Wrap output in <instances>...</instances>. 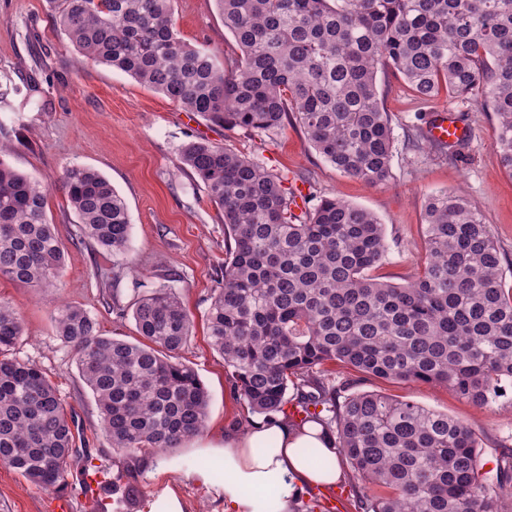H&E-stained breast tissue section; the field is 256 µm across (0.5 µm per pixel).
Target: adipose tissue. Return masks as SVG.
<instances>
[{"label":"adipose tissue","mask_w":512,"mask_h":512,"mask_svg":"<svg viewBox=\"0 0 512 512\" xmlns=\"http://www.w3.org/2000/svg\"><path fill=\"white\" fill-rule=\"evenodd\" d=\"M211 453L218 471L195 469L196 478L216 487L224 512H292L308 488L336 482L337 468L322 459H335L333 438L310 421L297 427L288 422H256L244 430H229Z\"/></svg>","instance_id":"obj_1"}]
</instances>
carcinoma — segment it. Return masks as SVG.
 <instances>
[{
    "mask_svg": "<svg viewBox=\"0 0 512 512\" xmlns=\"http://www.w3.org/2000/svg\"><path fill=\"white\" fill-rule=\"evenodd\" d=\"M49 2L84 58L226 130L272 133L295 122L337 171L372 186L390 178L394 149L380 68L425 103L480 88L496 118L493 149L512 175V0H215L240 51L230 76L215 52L177 36L171 0ZM179 162L221 211L224 272L208 338L251 412L319 422L352 472L382 489L357 498L358 512H512L499 506L512 504V448L490 484L466 424L323 382L325 366L342 363L446 386L480 408L512 407V288L482 212L461 193L431 196L422 271L400 286L370 275L387 254L371 212L323 197L297 215L280 177L230 146L189 141ZM60 187L89 238L114 253L126 248L127 207L107 178L73 164ZM47 196L0 161V278L38 292L56 286L65 262ZM133 318L138 343L102 335L78 306L53 314L112 448L131 457L200 435L209 403L180 357L194 320L177 293L153 291ZM24 334L0 300V464L51 490L66 482L77 449L55 385L11 355ZM134 481L130 472L112 483L118 501Z\"/></svg>",
    "mask_w": 512,
    "mask_h": 512,
    "instance_id": "carcinoma-1",
    "label": "carcinoma"
}]
</instances>
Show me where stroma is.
Returning a JSON list of instances; mask_svg holds the SVG:
<instances>
[{"label":"stroma","instance_id":"1","mask_svg":"<svg viewBox=\"0 0 512 512\" xmlns=\"http://www.w3.org/2000/svg\"><path fill=\"white\" fill-rule=\"evenodd\" d=\"M172 9L182 41L235 58L234 39L214 0H173ZM378 82L395 147L389 181L373 187L338 172L298 126L273 135L214 126L118 69L81 63L53 24L46 0H0V144L7 148L0 159L49 187L47 214L65 254L58 289L38 294L0 278V300L19 313L25 326L14 356L41 368L68 410L79 450L63 489L71 496L73 512H85L82 475L94 459L105 463L112 477L124 467L134 471L138 493L123 504V512H152L154 502L170 492L180 499L183 512H224L213 490L190 473L208 463L203 448L220 444L225 430L249 412L207 336L205 312L225 257L224 226L203 186L179 167L184 143L203 138L255 158L283 177L299 208L335 196L373 212L388 246L375 275L395 284L413 282L421 270L429 197L443 190L465 192L491 225L503 277L512 284V176L492 147L495 117L482 95L444 94L429 104L415 99L392 71H379ZM448 106L473 130L458 154L431 147L412 151L409 137L424 127L433 108ZM69 164L97 169L125 201L130 235L124 252L107 251L83 233L59 189L62 169ZM159 288L175 291L194 319V334L181 356L198 373L210 403L204 432L168 451L181 458L180 467L151 473L145 467L149 454L132 460L113 451L51 312L61 302L81 307L97 319L102 335L133 342L139 335L132 311L141 297ZM357 389L411 400L467 424L479 440L481 471L494 467L503 446L512 447L510 406L481 409L443 386L371 376L363 377ZM58 494L0 465V512H48Z\"/></svg>","mask_w":512,"mask_h":512}]
</instances>
